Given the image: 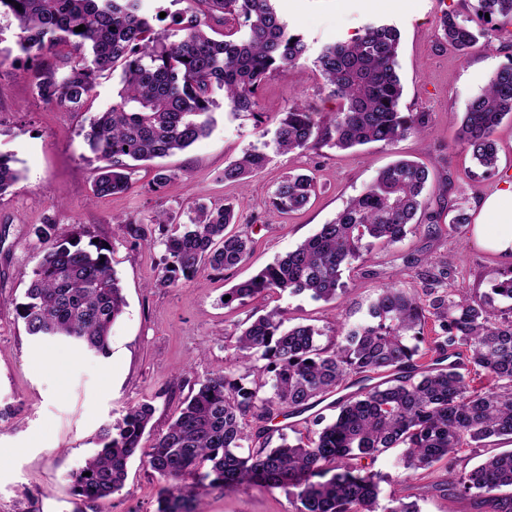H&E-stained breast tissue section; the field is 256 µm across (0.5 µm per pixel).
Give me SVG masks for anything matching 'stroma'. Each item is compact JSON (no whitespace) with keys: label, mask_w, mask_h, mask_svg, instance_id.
<instances>
[{"label":"stroma","mask_w":512,"mask_h":512,"mask_svg":"<svg viewBox=\"0 0 512 512\" xmlns=\"http://www.w3.org/2000/svg\"><path fill=\"white\" fill-rule=\"evenodd\" d=\"M290 30L300 34L308 52L299 65L273 74L258 93V112L232 114L216 94L214 124L208 135L185 151L142 164L127 194L91 198L98 163L86 151L83 133L94 113L108 109L119 78L99 73L92 109L64 113L38 98L28 73L35 57L18 52L17 30L0 19V153L15 155L22 179L0 196V512H156L158 483L146 460L147 448L165 431L195 383L223 368L234 353L238 323L273 307L287 310L291 324H311L334 333L337 321L359 320L377 288L395 282L422 290L418 276L427 262L447 260L459 287L490 293L512 272V264L459 239L448 223L451 208L472 212L477 199L502 180L512 179V117L494 133L498 166L478 169L470 152L458 146L462 116L489 78L512 64V22L460 55L440 38L439 20L454 11L468 17L465 0H406L399 8L366 0H274ZM382 19L400 31L398 73L404 88L402 112L429 115L426 136L410 135L394 143H373L345 151L329 147L278 152L270 133L292 102L329 112L334 102L314 61L321 48L358 34L370 20ZM266 153V167L244 185L226 182L224 168L245 151ZM425 163L430 182L426 210L439 227L420 226L390 250H376L344 271L347 293L336 301L275 293L230 309L224 292L277 258L294 250L330 222L349 198L363 191L379 171L397 159ZM173 178L157 186V168ZM314 175L318 193L302 211L283 214L272 204L277 182L288 173ZM232 204L236 228L254 241L249 259L221 272L205 270L193 280L156 286L162 245H138L124 236L120 221H148L156 211H171L188 223L197 202ZM52 222L60 232L90 230L108 244L127 305L112 326L109 358H99L52 340L36 341L17 320L28 276L41 250L35 230ZM416 258L405 267L404 256ZM156 408L151 429L128 465L120 494L106 500L75 497L67 479L93 453L103 425L120 420L143 400ZM443 464L419 471L414 479L422 495L420 512H482L474 500L449 497L443 490ZM204 512H292L281 489L239 487L211 490Z\"/></svg>","instance_id":"1"}]
</instances>
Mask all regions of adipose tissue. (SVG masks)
Returning <instances> with one entry per match:
<instances>
[{
	"mask_svg": "<svg viewBox=\"0 0 512 512\" xmlns=\"http://www.w3.org/2000/svg\"><path fill=\"white\" fill-rule=\"evenodd\" d=\"M472 237L477 246L512 262V181L479 199Z\"/></svg>",
	"mask_w": 512,
	"mask_h": 512,
	"instance_id": "ef3b65f1",
	"label": "adipose tissue"
}]
</instances>
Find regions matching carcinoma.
I'll use <instances>...</instances> for the list:
<instances>
[{
	"mask_svg": "<svg viewBox=\"0 0 512 512\" xmlns=\"http://www.w3.org/2000/svg\"><path fill=\"white\" fill-rule=\"evenodd\" d=\"M183 2L186 20H178L181 36L172 41L151 25L145 0H0V17L19 30L20 51L41 58L29 74L40 99L62 112H86L97 73L119 72L116 100L84 134L85 146L103 163L93 185L97 198L129 192L136 163L184 151L207 135L216 92H224L233 113H251L267 78L297 65L307 52L273 0ZM471 10L479 20L474 26L455 12L439 22L441 39L463 56L498 31V18L512 20V0H472ZM213 21L223 27L221 40L210 34ZM80 25L85 31H75ZM399 39L395 26L371 22L354 38L324 46L316 66L340 107L321 120L293 104L273 132L276 147L346 150L424 135L426 113L399 108ZM508 115L512 65L495 72L471 100L459 131L460 147L485 174L496 170L493 135ZM17 163L0 153V197L21 179ZM266 164L265 153L247 151L224 167V180L244 181ZM428 182L424 164L394 162L315 235L225 291L230 299L224 306L278 291L339 299L347 266L402 242L421 224ZM314 188L311 176L290 174L277 184L273 203L285 213L300 211ZM234 223L233 207L200 203L188 224L160 211L147 224L123 220L121 230L135 243L164 245L157 284L171 286L208 268L243 264L253 240L228 231ZM36 236L43 245L40 259L16 305L27 334L109 356L112 324L126 306L109 247L93 241L84 247L81 236L62 235L55 223L39 227ZM421 279V296L396 284L379 288L364 319L339 324L324 345L321 330L286 325L278 307L240 324L234 359L191 391L152 445L147 464L160 482L157 512H191L188 503L208 490L240 485L282 488L294 512H418L404 488L391 499L394 506L379 509L381 476L362 461L390 448L403 449L396 465L405 480L443 461L449 494L478 500L484 512H512V494L501 493L512 488V451L488 456L470 470L455 467L459 453L512 437V305L498 310L494 298L454 287L445 260L430 263ZM429 317L439 327L429 351L440 356L466 349L467 372L419 370L416 357ZM240 363L257 376L250 387L231 378V367ZM376 375L384 381L369 385ZM356 384L355 395L334 402L331 419L318 414L304 421L295 440L282 433L280 443L270 446L268 422ZM154 412L144 401L101 430L99 448L69 476L76 496L94 501L122 492ZM247 441L256 447L244 453Z\"/></svg>",
	"mask_w": 512,
	"mask_h": 512,
	"instance_id": "carcinoma-1",
	"label": "carcinoma"
}]
</instances>
